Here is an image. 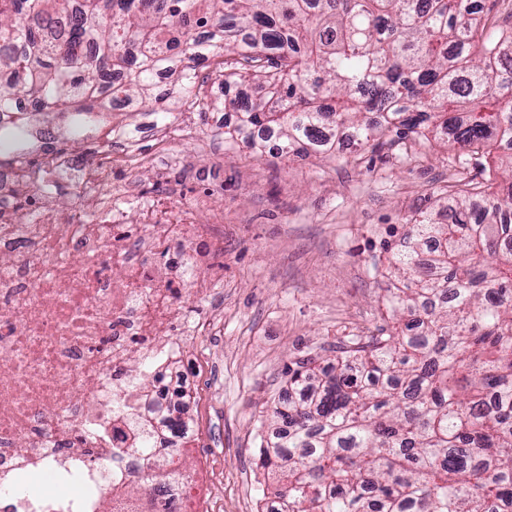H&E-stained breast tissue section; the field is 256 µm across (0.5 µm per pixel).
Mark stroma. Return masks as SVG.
<instances>
[{
  "label": "stroma",
  "instance_id": "obj_1",
  "mask_svg": "<svg viewBox=\"0 0 512 512\" xmlns=\"http://www.w3.org/2000/svg\"><path fill=\"white\" fill-rule=\"evenodd\" d=\"M166 100L144 112L100 113L101 127L136 132L143 152L154 149L152 125ZM210 152L192 154V171L173 170L157 184L149 169L137 178L149 193L175 192L189 200L194 178L220 172L224 190V308L198 348L174 359L163 377L142 374L138 398L157 380L188 395L193 434L183 445L187 473L202 460L224 463L216 497L256 512L272 479L258 466V448L273 428L261 424L286 387L285 368L302 351L319 352L348 333L382 325L385 283L372 262L386 263L402 241L414 210L430 205L451 174L470 179L475 158L455 148L419 143L371 153L341 149L323 158H251L222 137L224 109L202 113Z\"/></svg>",
  "mask_w": 512,
  "mask_h": 512
}]
</instances>
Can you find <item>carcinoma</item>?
<instances>
[{
  "label": "carcinoma",
  "instance_id": "cac0c4a2",
  "mask_svg": "<svg viewBox=\"0 0 512 512\" xmlns=\"http://www.w3.org/2000/svg\"><path fill=\"white\" fill-rule=\"evenodd\" d=\"M25 2L19 16L0 0V116L25 100L72 112L80 137L98 101L137 112L175 93L203 111L218 80L224 142L255 158L273 135L288 158L344 137L486 156L487 176L412 215L388 258L404 329L347 335L333 357L288 366L271 410L281 428L260 449L280 480L258 512H512V27L487 30L466 0ZM61 25L64 45L48 39ZM247 83L262 97L239 92ZM185 409L168 399L135 444L160 429L187 437Z\"/></svg>",
  "mask_w": 512,
  "mask_h": 512
}]
</instances>
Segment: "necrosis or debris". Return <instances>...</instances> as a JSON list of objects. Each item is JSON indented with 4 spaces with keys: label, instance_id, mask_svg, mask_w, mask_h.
<instances>
[{
    "label": "necrosis or debris",
    "instance_id": "necrosis-or-debris-1",
    "mask_svg": "<svg viewBox=\"0 0 512 512\" xmlns=\"http://www.w3.org/2000/svg\"><path fill=\"white\" fill-rule=\"evenodd\" d=\"M157 137L168 165L140 157L121 127L80 153L48 127L32 149L0 153V512H203L189 475L156 482L130 445L145 413L131 354L152 373L208 334L190 310L224 283L214 193L182 202L136 187L139 165L163 182L187 161L167 128ZM66 177L67 218L56 202ZM46 478L58 493L45 495Z\"/></svg>",
    "mask_w": 512,
    "mask_h": 512
}]
</instances>
